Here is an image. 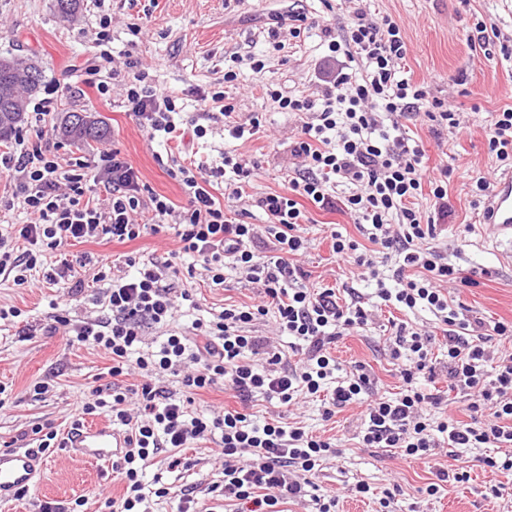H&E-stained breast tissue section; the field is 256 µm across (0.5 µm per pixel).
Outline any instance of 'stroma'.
<instances>
[{
	"label": "stroma",
	"mask_w": 512,
	"mask_h": 512,
	"mask_svg": "<svg viewBox=\"0 0 512 512\" xmlns=\"http://www.w3.org/2000/svg\"><path fill=\"white\" fill-rule=\"evenodd\" d=\"M370 17L391 15L402 26L408 54L405 74L413 81L427 82L432 96L444 99L463 113L464 122L455 131L432 127L421 118L405 120L409 135L423 144L428 169L447 167L448 203L454 219L447 231L436 239V246L455 244L460 231H467L468 245L459 264L474 275L471 287L451 289L456 303L466 315L486 321H512V265L501 263L493 244L483 232L480 218L472 206L471 179L477 173L494 169L495 160L486 145V132L495 112L512 106V60L503 59L498 46H478L476 24H496L512 37V0H365ZM301 16L302 31L292 37L294 16ZM110 18L111 40L105 48L118 70L108 79L106 93L84 82V69L101 30V18ZM282 18L281 50H273L268 29L273 18ZM354 21L351 10L339 8L336 0H84L81 14L67 22L57 17L53 0H0V57L30 58L43 72L37 99L57 98L47 118L45 140L58 149L61 158L89 159V148L63 140L59 126L67 113L89 112L110 129L107 138L156 193L169 198L174 206L185 202L177 179L169 175L173 163L184 165L218 162L224 151L233 150L252 168L243 186L242 198H234L224 184H215L214 196L225 209L236 211L246 201L270 192H286L298 162L291 146L299 136L298 115L279 109L267 93L276 88L283 93L317 94L318 79L325 65L323 42L326 34L344 35ZM149 29L146 37H135L130 24ZM238 55L242 62L234 88L224 86V60ZM264 60L262 71H253L250 56ZM149 72L153 81L174 92L182 116L203 125L207 134L200 139L149 138L126 110L124 90L129 65ZM66 81L63 97H56L57 81ZM227 90L238 121L259 116L262 127L252 139L241 143L224 129L220 105L208 96ZM310 242L297 263L309 276L308 286L340 288L359 281L361 268L340 261L332 253L326 235L336 230L343 236L359 239L353 217L336 210L323 211L307 205ZM175 244L170 232H144L127 243L98 239L47 252V262L59 257L70 259L88 255L90 264L80 268L82 278H92L99 263L122 264L125 256L141 261L164 263L171 259ZM180 271L176 289L192 290L195 307H181L176 327L182 328L198 318L219 313L227 304H248L256 294L253 284L235 272H225L223 285L211 283L206 271L192 257L175 259ZM101 288H89L73 297L62 296L42 279L24 286L0 279V307H17L22 315L0 322V385L6 394L0 398V449L8 447L22 431L38 425H51L66 435L78 402L91 400L96 388L109 384L105 369L108 358L85 345L70 346L62 332L52 327L51 315L60 312L78 321L88 316H104L97 305ZM362 304L372 307L373 323L342 337L331 352L340 368L351 370L365 365L378 381L381 395L398 392L401 361L391 357L386 326L396 311L379 298L363 296ZM48 390L39 395L37 383ZM253 413L257 423L279 418L299 423L314 435L340 439L345 452L326 460L316 479L322 494L337 497L338 512H378L386 490L401 486L403 493L394 504L396 512H512V471H490L478 460L477 452L455 457L451 449H440L436 459L402 456L399 450L359 447L356 428L360 423L358 405L339 411L324 420L319 403L307 402L290 413L264 399H257ZM219 445L202 440L184 450L189 470L167 472L165 454H158L147 469L145 485H152L154 474H163L170 486L160 499L156 512H176L185 489L201 488V512H222L223 500L205 495V488L222 480V465L217 458ZM466 469L470 479L447 483L435 497L425 488L435 479L436 465ZM369 491L359 494L357 483ZM502 497H494L495 489ZM123 484L111 464L92 465L82 461L70 448L50 449L41 485L24 499L1 504L0 512H38L47 501L70 502L83 499L85 512H105L106 497L119 496Z\"/></svg>",
	"instance_id": "1"
}]
</instances>
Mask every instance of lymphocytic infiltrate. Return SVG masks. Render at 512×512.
I'll list each match as a JSON object with an SVG mask.
<instances>
[{
	"label": "lymphocytic infiltrate",
	"mask_w": 512,
	"mask_h": 512,
	"mask_svg": "<svg viewBox=\"0 0 512 512\" xmlns=\"http://www.w3.org/2000/svg\"><path fill=\"white\" fill-rule=\"evenodd\" d=\"M406 54L392 16L372 19L359 8L346 35L328 40L327 58L364 61L361 77L326 71L314 97L270 90L280 109L304 121L291 149L301 164L287 193H268L253 202L266 217L262 224L227 216L211 192L214 180L226 174L241 180L251 175L231 151L215 166H178L186 198L178 211L149 192L114 145L102 144L89 161H61L44 141L47 106L16 132L10 149L0 152V171L14 185L13 199L34 217L0 233V275L12 276L15 285L28 283L44 252L105 237L133 240L149 221L178 217L171 261L146 263L130 255L125 259L129 273L97 272L96 281L107 285L102 303L110 318L74 323L54 317L69 343L98 348L110 360L107 373L115 382L109 398L83 402L71 423L79 430L85 416L99 411L124 430L126 447L112 458L124 488L119 497L106 498L109 512H143L149 497H166L162 475H155L153 488L143 482L152 460L170 452L168 469L176 471L185 464L181 450L213 434L220 437L224 481L208 486V493L244 512H278L281 504L306 500L317 512H335L337 498L320 494L314 478L326 458L341 455L338 440L282 421L256 424L250 408L259 396L285 408L320 402L328 420L358 405L357 438L365 448H397L420 458L444 445L461 453L482 448L484 467L512 471V354L500 355L492 346L495 339L512 338V322L489 323L455 305L449 286H469L473 280L431 245L452 214L451 172L443 167L430 175L422 145L398 124L421 115L451 130L459 128L460 114L430 98L426 84L405 77ZM125 93L129 111L149 137L180 132L175 96L158 88L148 72H134ZM339 186L340 197L334 194ZM100 190L106 194L102 204L95 200ZM426 191L433 204L423 211L415 202ZM306 201L323 210L340 205L354 216L368 247L335 232L332 250L339 260L368 269L379 299L404 312H430L436 320L432 331L406 320L392 324L391 353L406 361L402 389L394 396L379 395L362 365L343 380L335 378L331 344L367 324L368 314L357 302L339 303L334 289L307 287L306 272L293 261L308 244ZM261 237L273 245L272 254L262 258L251 249ZM184 254L201 262L212 284H223L224 271L231 268L260 290L251 304L228 305L211 320H195L191 335L172 334L157 350L140 351L145 326L174 322L180 302L193 299L189 289L171 284L178 274L173 261ZM265 318L273 323V335H251V325ZM440 335L448 347V386L469 400L466 422L433 413L443 403L440 390L431 386L437 377L432 346ZM283 336L291 338L290 349L281 347ZM134 372L139 384L121 385V378ZM166 373L178 377L182 394L159 386ZM219 385L236 406L209 417L191 410V394Z\"/></svg>",
	"instance_id": "f902f5d3"
}]
</instances>
